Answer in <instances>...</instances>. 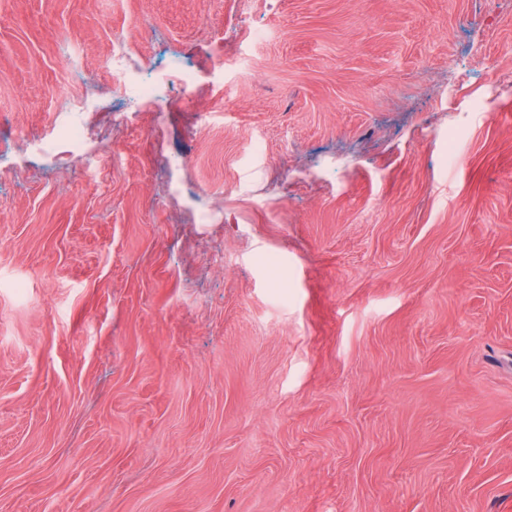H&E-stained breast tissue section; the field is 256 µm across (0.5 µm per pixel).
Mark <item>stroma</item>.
Masks as SVG:
<instances>
[{
    "mask_svg": "<svg viewBox=\"0 0 512 512\" xmlns=\"http://www.w3.org/2000/svg\"><path fill=\"white\" fill-rule=\"evenodd\" d=\"M0 512H512V0H0ZM58 138L70 148L69 152L72 155L78 157L82 156L85 132L80 124L63 127L59 132Z\"/></svg>",
    "mask_w": 512,
    "mask_h": 512,
    "instance_id": "1",
    "label": "stroma"
}]
</instances>
